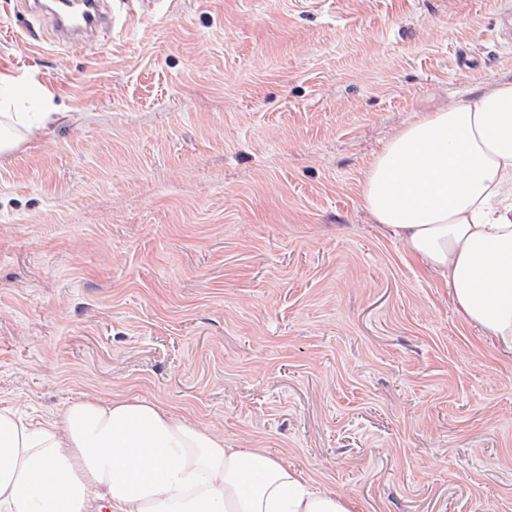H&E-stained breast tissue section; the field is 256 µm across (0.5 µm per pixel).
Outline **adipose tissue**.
<instances>
[{
	"label": "adipose tissue",
	"mask_w": 512,
	"mask_h": 512,
	"mask_svg": "<svg viewBox=\"0 0 512 512\" xmlns=\"http://www.w3.org/2000/svg\"><path fill=\"white\" fill-rule=\"evenodd\" d=\"M24 84L0 74V157L45 129L18 112ZM363 208L446 284L462 317L512 353V78L408 121L360 185ZM0 512H351L268 451L166 406L86 397L60 418L0 407Z\"/></svg>",
	"instance_id": "1"
}]
</instances>
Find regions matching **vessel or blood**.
I'll list each match as a JSON object with an SVG mask.
<instances>
[{
	"label": "vessel or blood",
	"instance_id": "obj_1",
	"mask_svg": "<svg viewBox=\"0 0 512 512\" xmlns=\"http://www.w3.org/2000/svg\"><path fill=\"white\" fill-rule=\"evenodd\" d=\"M43 0H24V8L36 19L48 22L54 39L60 43L95 40L111 34L121 23V15L111 9L110 0H78L70 7L68 0H51V10H42Z\"/></svg>",
	"mask_w": 512,
	"mask_h": 512
}]
</instances>
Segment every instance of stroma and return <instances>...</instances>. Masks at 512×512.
I'll return each instance as SVG.
<instances>
[{"label": "stroma", "mask_w": 512, "mask_h": 512, "mask_svg": "<svg viewBox=\"0 0 512 512\" xmlns=\"http://www.w3.org/2000/svg\"><path fill=\"white\" fill-rule=\"evenodd\" d=\"M128 10L91 49L0 0V73L62 115L0 160V406L155 401L352 512H512V355L358 194L512 78V0Z\"/></svg>", "instance_id": "35a3bbf8"}]
</instances>
